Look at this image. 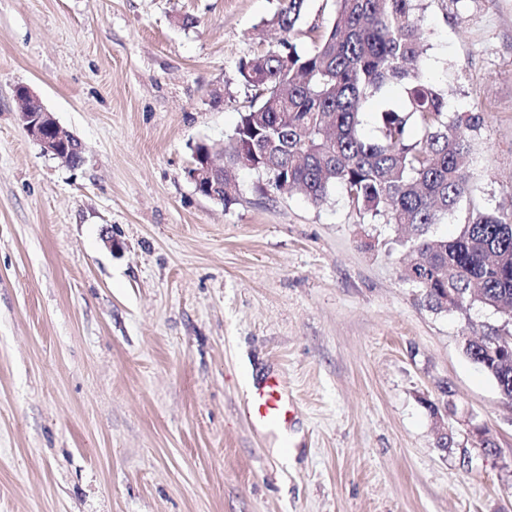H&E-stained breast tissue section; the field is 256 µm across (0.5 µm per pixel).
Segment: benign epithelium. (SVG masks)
<instances>
[{
    "mask_svg": "<svg viewBox=\"0 0 512 512\" xmlns=\"http://www.w3.org/2000/svg\"><path fill=\"white\" fill-rule=\"evenodd\" d=\"M18 104V119L26 134L36 142L41 151L70 166H77L83 159V145L71 132L63 128L54 115L47 111L39 97L27 86L15 89ZM187 176L200 195L224 203V183L220 168L213 161L211 153L195 155V161L188 167ZM512 348V333L497 330L490 337L487 350L496 352Z\"/></svg>",
    "mask_w": 512,
    "mask_h": 512,
    "instance_id": "7a95c632",
    "label": "benign epithelium"
}]
</instances>
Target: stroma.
I'll return each instance as SVG.
<instances>
[{
  "mask_svg": "<svg viewBox=\"0 0 512 512\" xmlns=\"http://www.w3.org/2000/svg\"><path fill=\"white\" fill-rule=\"evenodd\" d=\"M423 7L425 76L485 116L452 235L512 208V0ZM278 9L0 0V512H512V400L462 352L504 315L429 309L397 225L342 190L244 169L226 208L187 178L248 110L238 67L277 49ZM20 85L80 166L25 133ZM271 374L280 455L244 413Z\"/></svg>",
  "mask_w": 512,
  "mask_h": 512,
  "instance_id": "stroma-1",
  "label": "stroma"
}]
</instances>
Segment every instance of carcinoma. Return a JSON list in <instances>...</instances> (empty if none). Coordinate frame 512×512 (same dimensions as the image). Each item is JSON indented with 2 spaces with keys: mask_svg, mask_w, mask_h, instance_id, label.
<instances>
[{
  "mask_svg": "<svg viewBox=\"0 0 512 512\" xmlns=\"http://www.w3.org/2000/svg\"><path fill=\"white\" fill-rule=\"evenodd\" d=\"M306 2L281 0L271 20L283 33L279 49L239 65L252 100L224 153V207L237 201L243 168L314 205L339 187L358 211L408 228L396 245L416 258L401 278L429 308L482 304L512 318V211L473 209L451 239L431 232L469 193L464 168L484 117L449 115L445 92L424 78L421 0H334L330 28L300 51L293 36ZM394 88L399 102L390 105ZM370 102L379 112L368 136ZM453 291L455 307L442 301ZM481 340H468L464 354L512 400V352L490 353Z\"/></svg>",
  "mask_w": 512,
  "mask_h": 512,
  "instance_id": "carcinoma-1",
  "label": "carcinoma"
}]
</instances>
